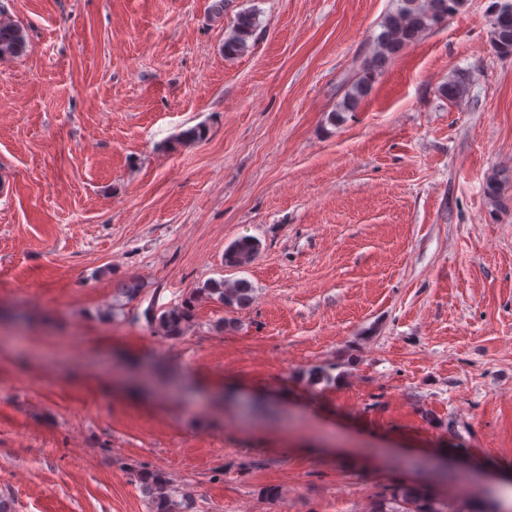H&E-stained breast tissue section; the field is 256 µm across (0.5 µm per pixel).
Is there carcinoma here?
<instances>
[{
    "instance_id": "1",
    "label": "carcinoma",
    "mask_w": 512,
    "mask_h": 512,
    "mask_svg": "<svg viewBox=\"0 0 512 512\" xmlns=\"http://www.w3.org/2000/svg\"><path fill=\"white\" fill-rule=\"evenodd\" d=\"M465 0H395L382 22V31L375 38V50L354 75L335 116L353 112L366 97L375 79L388 60L403 48L415 43L426 33L446 23L464 7ZM490 19V38L494 51L502 56H512V0H501ZM256 27L252 12L240 14L229 27L224 38V52L228 56L240 55L249 49V39ZM30 50L26 29L17 22L0 16V61H8ZM508 177L499 173L487 179L484 194L492 210L504 207V187ZM261 250V242L250 235L236 239L224 250V266L240 269L253 262ZM202 291L217 297L224 307L245 308L252 301L253 288L243 280L229 283L224 279H211ZM194 316V298L190 297L177 306L162 310L150 317L154 331L163 337L181 336ZM147 495L151 512H184L190 501L176 500L170 484L164 478L144 471L136 475ZM375 512H445L429 492L420 485H407L392 497L389 509L378 506Z\"/></svg>"
}]
</instances>
